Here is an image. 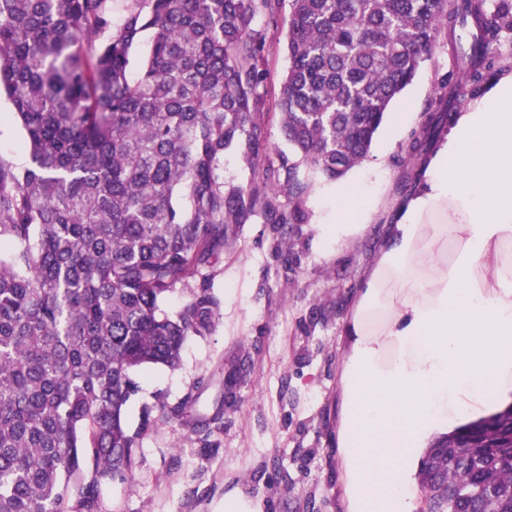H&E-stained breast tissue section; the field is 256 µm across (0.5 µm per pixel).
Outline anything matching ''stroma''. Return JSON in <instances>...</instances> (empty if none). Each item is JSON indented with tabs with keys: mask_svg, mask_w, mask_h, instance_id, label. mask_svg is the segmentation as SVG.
Wrapping results in <instances>:
<instances>
[{
	"mask_svg": "<svg viewBox=\"0 0 512 512\" xmlns=\"http://www.w3.org/2000/svg\"><path fill=\"white\" fill-rule=\"evenodd\" d=\"M285 33L269 30L265 50V163L277 169L294 157L279 109ZM452 68L448 44L439 40L392 106L407 113L409 132L385 121L370 155L340 183L312 179L304 197L309 220L289 225L290 248L278 247L272 225H242L212 281L222 313L214 331L191 338L176 368L136 372L138 391L126 415L135 428L142 407L173 406L188 396L200 413L212 415L233 366L237 400L206 436L175 422L143 431L132 480L104 485L100 512H225L231 501L241 512H343L334 423L344 323L405 200L399 187L411 167L410 132L419 129L438 81ZM23 138L11 104L0 98V159L25 168ZM340 185L373 203L367 231L341 245L325 231L336 221Z\"/></svg>",
	"mask_w": 512,
	"mask_h": 512,
	"instance_id": "35a3bbf8",
	"label": "stroma"
}]
</instances>
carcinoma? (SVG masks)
I'll return each mask as SVG.
<instances>
[{
	"label": "carcinoma",
	"instance_id": "1",
	"mask_svg": "<svg viewBox=\"0 0 512 512\" xmlns=\"http://www.w3.org/2000/svg\"><path fill=\"white\" fill-rule=\"evenodd\" d=\"M278 4L134 0L115 24L111 0H0V94L30 157L23 170L0 159V512H100L101 486L132 477L155 422L146 408L140 429L127 424L133 374L175 368L190 338L212 333L221 306L207 281L242 225L308 222L299 164L283 180L264 167L260 88ZM287 24L281 128L308 171L334 182L368 156L446 34L453 69L409 143L407 194L439 132L494 75L512 0H290ZM230 148L261 183L224 182ZM179 286L188 296L169 315L160 303ZM237 375L212 416L187 397L159 418L208 428L235 402ZM503 418L424 450L421 512H512Z\"/></svg>",
	"mask_w": 512,
	"mask_h": 512
}]
</instances>
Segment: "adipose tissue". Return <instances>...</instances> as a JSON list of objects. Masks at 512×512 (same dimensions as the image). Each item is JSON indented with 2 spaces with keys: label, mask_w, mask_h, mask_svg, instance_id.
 <instances>
[{
  "label": "adipose tissue",
  "mask_w": 512,
  "mask_h": 512,
  "mask_svg": "<svg viewBox=\"0 0 512 512\" xmlns=\"http://www.w3.org/2000/svg\"><path fill=\"white\" fill-rule=\"evenodd\" d=\"M337 241L372 205L337 195ZM336 448L345 512H415L419 449L512 402V73L427 157L348 315Z\"/></svg>",
  "instance_id": "1"
}]
</instances>
